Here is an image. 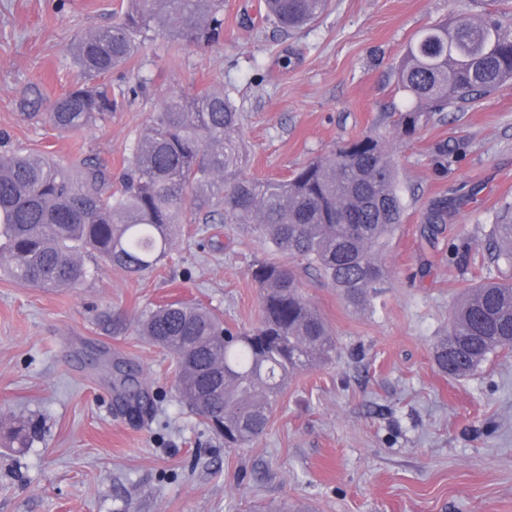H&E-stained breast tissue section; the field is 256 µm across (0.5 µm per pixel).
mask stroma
Listing matches in <instances>:
<instances>
[{
    "label": "stroma",
    "instance_id": "1",
    "mask_svg": "<svg viewBox=\"0 0 512 512\" xmlns=\"http://www.w3.org/2000/svg\"><path fill=\"white\" fill-rule=\"evenodd\" d=\"M263 0H225L224 42L175 51L157 38L140 69L150 93L104 125L63 135L20 115L30 83L55 100L77 77L75 34L107 26L127 0H0V134L7 150L82 157L120 173L158 104L223 88L241 113L246 176L284 180L369 130L386 134L405 205L382 260L390 278L353 309L314 273L304 295L336 337L331 363L288 382L266 433L228 449L178 397L174 358L137 331L140 315L180 300L239 329L260 321L256 261L267 245L246 224H187L164 263L135 278L103 265L74 290L46 291L0 271V420L30 415L31 447L0 446V512H512V354L466 378L442 374L433 348L448 314L481 278L512 279L488 234L512 205V85L392 132L408 105L397 67L422 29L497 8V0H330L286 35ZM448 145V168L433 152ZM448 217L420 236L439 200ZM153 403L130 421L115 362Z\"/></svg>",
    "mask_w": 512,
    "mask_h": 512
}]
</instances>
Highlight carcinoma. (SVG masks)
I'll list each match as a JSON object with an SVG mask.
<instances>
[{
	"label": "carcinoma",
	"mask_w": 512,
	"mask_h": 512,
	"mask_svg": "<svg viewBox=\"0 0 512 512\" xmlns=\"http://www.w3.org/2000/svg\"><path fill=\"white\" fill-rule=\"evenodd\" d=\"M266 17L284 32L321 16L329 0H264ZM164 35L191 48L224 42V0H128L119 20L81 32L73 61L81 80L44 112L37 85L22 113L61 134L112 118L144 97L139 76L115 96L100 78L132 64L143 44ZM409 106L393 126L412 135L434 115L512 85V15L489 11L421 30L397 69ZM241 114L222 89L165 99L130 148L118 184L111 168L88 159L78 169L46 155H0V266L15 280L45 289L81 288L104 262L129 276L155 270L181 224H251L281 257L253 265L261 298L259 324L236 331L208 307L172 301L138 319L140 334L172 353L177 392L191 411L224 435L227 448L259 439L294 375L332 360L336 339L299 288L294 265L311 269L354 308L369 305L389 277L381 252L402 224L404 207L384 136L370 130L282 181L240 175L245 158L235 133ZM430 209L422 234L445 222ZM494 264L512 268V217L492 226ZM512 352V282L482 281L452 311L437 343L439 370L469 376L491 357ZM129 418L150 409L136 373L115 366ZM4 438L26 448L28 422L12 418Z\"/></svg>",
	"instance_id": "cac0c4a2"
}]
</instances>
